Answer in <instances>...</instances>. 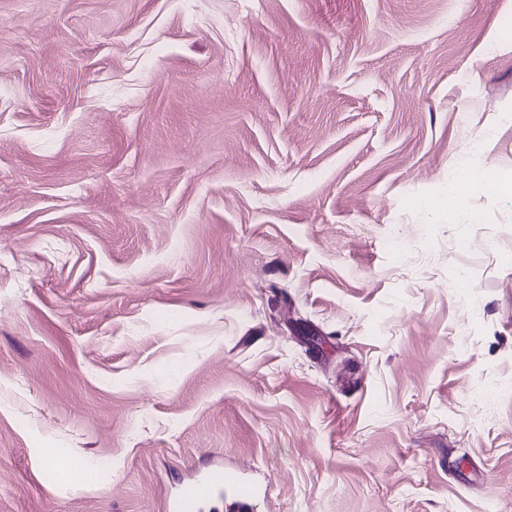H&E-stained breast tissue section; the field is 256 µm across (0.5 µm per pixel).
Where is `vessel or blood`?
<instances>
[{"label":"vessel or blood","instance_id":"obj_1","mask_svg":"<svg viewBox=\"0 0 512 512\" xmlns=\"http://www.w3.org/2000/svg\"><path fill=\"white\" fill-rule=\"evenodd\" d=\"M257 486L237 472L212 465L197 478L183 484L177 496L165 505L166 512H201L206 501L215 498L232 499L236 512H250L258 498Z\"/></svg>","mask_w":512,"mask_h":512}]
</instances>
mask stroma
<instances>
[{"label": "stroma", "instance_id": "obj_1", "mask_svg": "<svg viewBox=\"0 0 512 512\" xmlns=\"http://www.w3.org/2000/svg\"><path fill=\"white\" fill-rule=\"evenodd\" d=\"M510 182L512 0H0V512H512ZM49 458L57 467L62 468L67 476H74L77 483L92 485L97 482V473L95 470L73 466L68 458L58 452L51 453ZM257 486L237 472L220 465L205 468L197 478L183 484L177 496L168 501L169 512H201L203 504L215 498H230L237 512H249L258 498Z\"/></svg>", "mask_w": 512, "mask_h": 512}]
</instances>
